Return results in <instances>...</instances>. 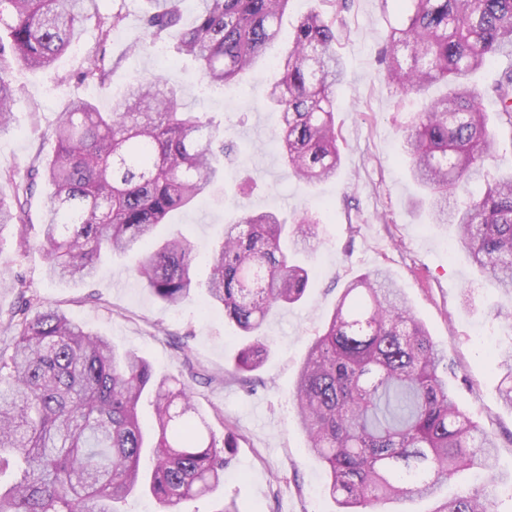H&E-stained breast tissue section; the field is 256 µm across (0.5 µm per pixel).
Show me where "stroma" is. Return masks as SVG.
Instances as JSON below:
<instances>
[{
	"label": "stroma",
	"mask_w": 512,
	"mask_h": 512,
	"mask_svg": "<svg viewBox=\"0 0 512 512\" xmlns=\"http://www.w3.org/2000/svg\"><path fill=\"white\" fill-rule=\"evenodd\" d=\"M122 10L125 20L107 44L118 64L105 83L78 82L88 50L97 39L88 23L74 52L46 70L15 72L16 101L11 128L0 134V169L25 177L36 155L53 150L49 133L67 101L87 99L108 110L112 98L136 74L163 75L182 84L184 103L224 128L234 147L224 161V179L210 186L204 202L176 212L161 225L159 238L180 231L207 255L241 210H309L320 216L318 238L301 261L309 269L303 299L278 307L263 334L269 355L253 372L251 386L225 379L243 345L222 307L208 304L202 292L171 307L158 300L135 275L137 253L112 256L85 284L63 283L45 274V259L31 249L12 270L21 274L45 305L107 336L122 350L144 356L156 376L189 379L196 401L216 436L232 432L236 448L222 492L184 503L183 512H219L224 497L235 498L240 512H337L324 492L327 474L307 452L293 404L298 371L346 285L381 268L402 288L432 341L454 372L448 383L460 409L491 432L497 449L491 470L460 472L444 494L474 488L486 475L500 477L495 512H512V408L498 389L494 352L512 349V292L489 285L472 265L454 228L431 223L421 192L410 178L403 153V130L421 102L404 97L384 78L380 62L386 35L402 16L399 0H349L340 16L336 51L346 71L336 89V126L341 165L335 178L311 186L289 174L277 154V118L266 104L276 76L260 66L242 83L209 89L197 66L149 52L126 55L141 34L142 0H102L101 13Z\"/></svg>",
	"instance_id": "obj_1"
}]
</instances>
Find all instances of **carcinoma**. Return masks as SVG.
Returning <instances> with one entry per match:
<instances>
[{
	"label": "carcinoma",
	"instance_id": "1",
	"mask_svg": "<svg viewBox=\"0 0 512 512\" xmlns=\"http://www.w3.org/2000/svg\"><path fill=\"white\" fill-rule=\"evenodd\" d=\"M141 54L176 36L177 54L198 64L202 81L222 87L253 71L278 40L290 0H197L185 26L179 0H143ZM101 0H0V135L14 102L13 73L46 69L98 21V49L82 81L106 82L113 67L105 45L124 19L100 21ZM401 23L383 50L385 77L405 96L442 82L403 136L409 172L423 190L434 224L459 232L486 281L512 291V168L492 174L485 160L500 144L488 127L484 95L512 126V69L488 92L473 75L497 56L512 57V0H404ZM337 16L314 10L299 21L292 49L276 68L267 99L279 114L277 147L293 175L309 185L340 165L335 89L346 80L336 55ZM52 156L36 158L26 179L0 196V265L33 246L25 228L37 181L53 192L41 215L46 274L87 282L103 253L147 245L135 272L163 303L178 306L199 286L196 257L182 235L155 241L170 214L186 209L224 173V134L187 112L177 82L134 77L102 112L69 100L53 131ZM485 182L479 197L468 191ZM319 217L307 212H243L227 225L207 260L204 288L246 340L225 375L248 382L269 354L259 333L271 311L299 301L308 272L288 260L307 247ZM20 227L13 253L3 231ZM23 300L14 314L11 354L0 353V512H117L141 487L163 512H181L216 492L231 463V435L217 439L193 389L178 377H155L150 363L119 352L59 308H41L22 277L0 278ZM500 395L512 408V350L498 353ZM445 354L406 297L382 270L343 290L326 331L312 343L294 392L307 451L329 471L326 492L341 512H377L400 497H428L458 472L490 467L497 444L460 410L448 387ZM152 397L145 431L139 404ZM496 475L433 512H494Z\"/></svg>",
	"mask_w": 512,
	"mask_h": 512
}]
</instances>
